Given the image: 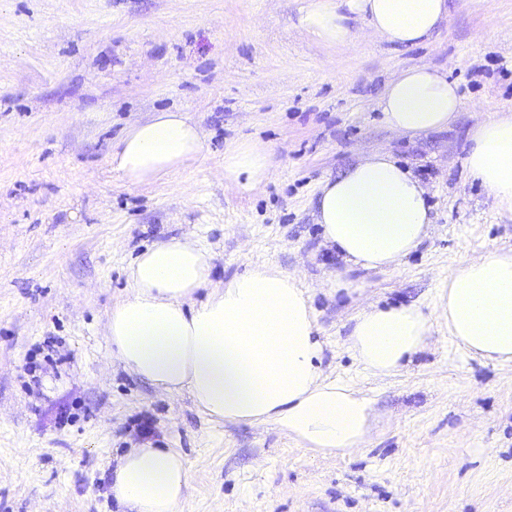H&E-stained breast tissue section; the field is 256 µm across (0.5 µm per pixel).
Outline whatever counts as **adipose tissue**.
<instances>
[{
    "label": "adipose tissue",
    "instance_id": "adipose-tissue-1",
    "mask_svg": "<svg viewBox=\"0 0 512 512\" xmlns=\"http://www.w3.org/2000/svg\"><path fill=\"white\" fill-rule=\"evenodd\" d=\"M448 13L447 0H305L301 25L323 43L359 50L350 20L360 16L382 40L416 46ZM385 125L414 137L448 125L461 109L454 82L412 66L385 87ZM470 175L512 211V114L493 113L471 136ZM204 135L187 113L162 111L134 123L111 155L133 184L177 172L202 154ZM224 176L242 192L272 176L268 156L237 145ZM316 222L348 267L383 270L418 248L432 223L422 181L386 152L369 155L318 190ZM211 253L181 238L141 252L129 295L111 309L107 331L126 369L165 393H188L215 422L272 424L304 447L349 453L371 435L374 407L361 390L326 376L310 297L297 276L261 265L210 291L201 302ZM470 353L512 363V256L491 253L449 270L433 315L414 306H372L354 319L353 357L384 376L425 348L432 320ZM190 470L173 448L133 447L117 460L111 492L130 512H179Z\"/></svg>",
    "mask_w": 512,
    "mask_h": 512
}]
</instances>
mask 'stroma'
<instances>
[{"mask_svg":"<svg viewBox=\"0 0 512 512\" xmlns=\"http://www.w3.org/2000/svg\"><path fill=\"white\" fill-rule=\"evenodd\" d=\"M304 0H0V512H124L117 456L149 442L190 468L182 512H512V363L473 357L441 323L388 376L348 349L377 304L433 312L450 268L512 254V212L465 157L485 104L512 113V0H448L426 43L353 28V52L299 22ZM458 86L448 129L399 136L379 101L400 70ZM188 113L194 163L133 185L112 170L128 126ZM265 150L273 176L241 193L224 152ZM388 151L428 189L434 219L395 268L346 271L315 220L321 182ZM189 235L210 289L269 264L307 288L322 368L374 402L370 440L315 452L272 425L214 423L111 353L109 310L147 247Z\"/></svg>","mask_w":512,"mask_h":512,"instance_id":"1","label":"stroma"}]
</instances>
